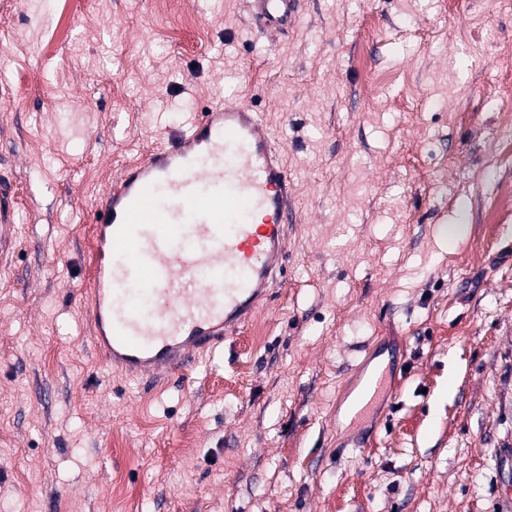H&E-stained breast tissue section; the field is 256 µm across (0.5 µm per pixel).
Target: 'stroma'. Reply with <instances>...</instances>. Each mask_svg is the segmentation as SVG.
<instances>
[{
	"mask_svg": "<svg viewBox=\"0 0 512 512\" xmlns=\"http://www.w3.org/2000/svg\"><path fill=\"white\" fill-rule=\"evenodd\" d=\"M64 10L0 0V512H512V0H304L284 35L247 0H83L45 54ZM226 100L288 168L265 332L106 371L94 205ZM17 184L0 174V273L9 269L17 242Z\"/></svg>",
	"mask_w": 512,
	"mask_h": 512,
	"instance_id": "35a3bbf8",
	"label": "stroma"
}]
</instances>
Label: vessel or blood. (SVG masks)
<instances>
[{
    "instance_id": "1",
    "label": "vessel or blood",
    "mask_w": 512,
    "mask_h": 512,
    "mask_svg": "<svg viewBox=\"0 0 512 512\" xmlns=\"http://www.w3.org/2000/svg\"><path fill=\"white\" fill-rule=\"evenodd\" d=\"M303 0H248L287 32ZM17 185L0 174V271L17 242ZM288 174L258 112L227 101L124 169L95 208L88 282L92 343L106 365L154 379L181 372L248 320L288 248Z\"/></svg>"
}]
</instances>
